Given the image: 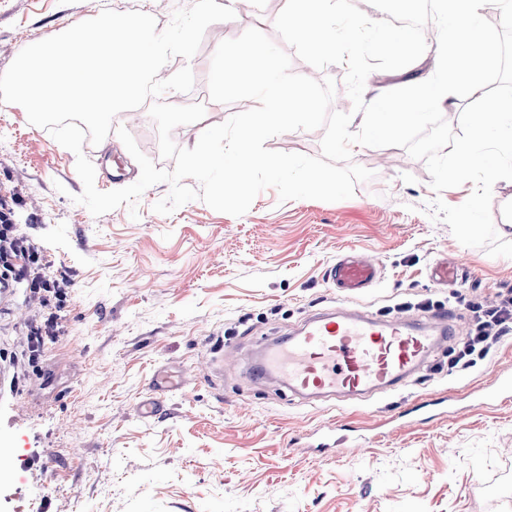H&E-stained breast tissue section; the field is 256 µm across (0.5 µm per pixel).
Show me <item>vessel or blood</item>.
Here are the masks:
<instances>
[{
    "mask_svg": "<svg viewBox=\"0 0 512 512\" xmlns=\"http://www.w3.org/2000/svg\"><path fill=\"white\" fill-rule=\"evenodd\" d=\"M327 278L357 294L379 279L378 266L356 251L340 255ZM452 333L447 316L431 321L382 319L368 312L332 308L312 313L286 341L270 340L253 364L256 379L281 378L304 400L339 394L361 396L401 384ZM169 385L155 381L139 405L145 417L161 414Z\"/></svg>",
    "mask_w": 512,
    "mask_h": 512,
    "instance_id": "b4317fda",
    "label": "vessel or blood"
}]
</instances>
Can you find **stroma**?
I'll use <instances>...</instances> for the list:
<instances>
[{
    "mask_svg": "<svg viewBox=\"0 0 512 512\" xmlns=\"http://www.w3.org/2000/svg\"><path fill=\"white\" fill-rule=\"evenodd\" d=\"M205 31L190 67L210 101L215 45L274 21L286 0H264ZM99 0H0V73L32 41L95 18ZM436 41L397 71H375L364 99L433 74ZM98 190L135 183L140 167L116 134L84 144ZM352 163L374 173L353 197L280 201L268 188L235 217L200 200L168 215L148 188L100 216L74 203L76 156L17 109L0 117V205L68 280L64 333L47 343L42 374L11 389L0 365V512H512V334L470 368L448 359L469 330L457 309L452 336L393 391L308 404L275 381L250 378L265 339L309 313L345 305L389 319L446 312L461 293L495 304L512 289V258L461 245L430 215L434 199L461 205L472 183L434 192L424 161L401 147H361ZM356 249L380 279L343 298L327 278ZM446 262L448 282L431 277ZM37 304L22 283L0 287V352L23 346ZM224 360H213L216 341ZM158 377L179 383L160 416L138 414ZM462 402L427 406L446 393ZM362 427L351 452L309 453L330 423Z\"/></svg>",
    "mask_w": 512,
    "mask_h": 512,
    "instance_id": "obj_1",
    "label": "stroma"
}]
</instances>
